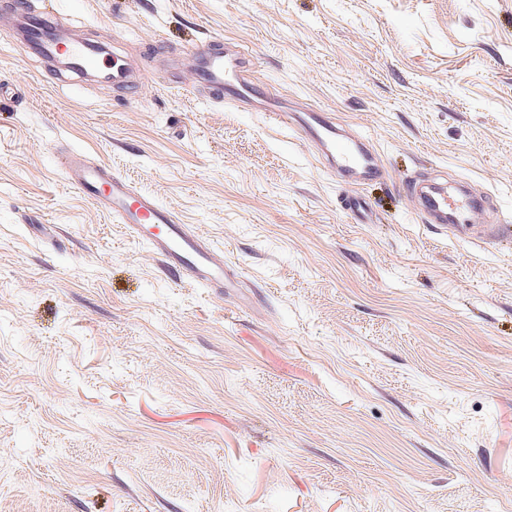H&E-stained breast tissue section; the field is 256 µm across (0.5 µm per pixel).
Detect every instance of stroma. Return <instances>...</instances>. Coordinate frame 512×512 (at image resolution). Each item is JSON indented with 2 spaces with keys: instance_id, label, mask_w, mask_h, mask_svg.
Instances as JSON below:
<instances>
[{
  "instance_id": "35a3bbf8",
  "label": "stroma",
  "mask_w": 512,
  "mask_h": 512,
  "mask_svg": "<svg viewBox=\"0 0 512 512\" xmlns=\"http://www.w3.org/2000/svg\"><path fill=\"white\" fill-rule=\"evenodd\" d=\"M146 76L70 72L0 16V512H512V238L414 222L434 168L512 217V0H32ZM367 136L348 187L262 113L209 100L182 45ZM129 177L241 288L176 284L70 186Z\"/></svg>"
}]
</instances>
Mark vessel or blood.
Listing matches in <instances>:
<instances>
[{
  "instance_id": "vessel-or-blood-1",
  "label": "vessel or blood",
  "mask_w": 512,
  "mask_h": 512,
  "mask_svg": "<svg viewBox=\"0 0 512 512\" xmlns=\"http://www.w3.org/2000/svg\"><path fill=\"white\" fill-rule=\"evenodd\" d=\"M10 16L31 46L70 62L75 75L93 73L116 89L137 88V77L122 59L90 44L68 41L54 22L53 11L37 13L27 0H16ZM183 54L195 62L213 102L263 113L272 123L293 131L313 145L323 165L339 178L362 185L382 177L368 139L350 133L332 113L303 108L287 94L261 87L253 80L245 54L223 39L212 37L186 45ZM59 165L73 188L117 219L131 237L147 242L175 282L205 288L238 287L239 280L229 274L223 252L215 249L197 226L182 223L173 209L138 191L123 174L76 151L60 153ZM405 189L417 201L414 221L456 238L475 237L490 245L512 232V225L503 220L473 224L476 211L492 209L486 190L468 184L450 190L426 175L408 181Z\"/></svg>"
}]
</instances>
